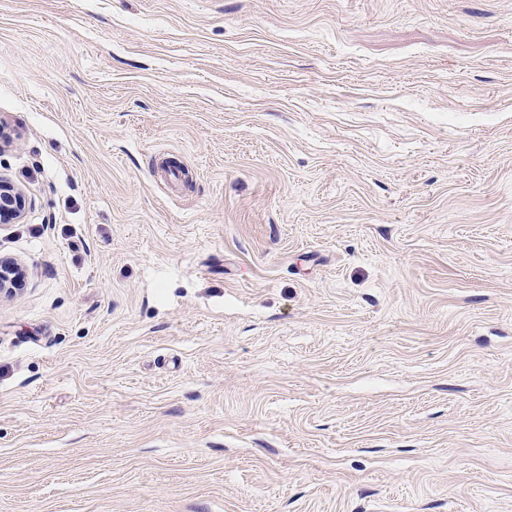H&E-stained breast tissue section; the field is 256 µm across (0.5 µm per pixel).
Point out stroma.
Masks as SVG:
<instances>
[{
	"mask_svg": "<svg viewBox=\"0 0 512 512\" xmlns=\"http://www.w3.org/2000/svg\"><path fill=\"white\" fill-rule=\"evenodd\" d=\"M0 512H512V0H0ZM25 200L12 184L0 179V223H17L24 215ZM6 214L4 218V214Z\"/></svg>",
	"mask_w": 512,
	"mask_h": 512,
	"instance_id": "1",
	"label": "stroma"
}]
</instances>
